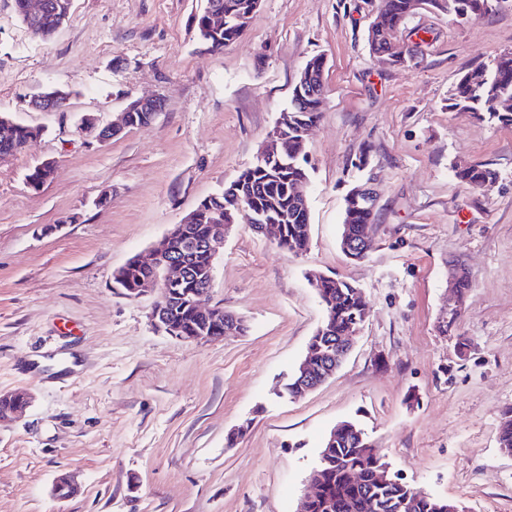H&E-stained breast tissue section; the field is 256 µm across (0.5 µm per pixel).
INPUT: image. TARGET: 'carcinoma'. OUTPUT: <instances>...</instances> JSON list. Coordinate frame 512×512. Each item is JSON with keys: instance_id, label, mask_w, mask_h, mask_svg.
<instances>
[{"instance_id": "obj_1", "label": "carcinoma", "mask_w": 512, "mask_h": 512, "mask_svg": "<svg viewBox=\"0 0 512 512\" xmlns=\"http://www.w3.org/2000/svg\"><path fill=\"white\" fill-rule=\"evenodd\" d=\"M224 10V27L210 28L206 18L194 17L197 39L202 44L224 47L240 38L235 18L249 12L253 0H217ZM448 12L460 20H474L489 14L487 0H381V7L368 30V43L375 58L380 61L395 57L392 46L385 41L380 27H396L418 10V3ZM72 0H49V6L37 21L41 32H56L70 17ZM323 57L314 56L303 67L304 77L299 79L301 90H292L288 113V144L280 150L288 152V160L277 157L263 166L252 165L235 180L224 186L217 197H207L201 202L199 217L190 227L193 239L206 236L210 216L216 210L238 214L260 212L268 224L282 228L276 241L279 248L299 255L308 250L310 224L308 205L293 195L294 186L307 180L304 167L306 159L301 157L302 130L315 123L323 105L322 95ZM448 108L469 112L474 118L491 125L512 126V52H504L492 60L480 72L465 74L459 81L456 92L450 98ZM40 137V131L25 125H0V154H15L31 147ZM456 178L472 187H483L497 178L495 170L484 165H469L455 170ZM370 203L352 195L346 196L345 220L354 235L368 233L372 223ZM152 275L149 270L130 268L117 270L114 282L125 295H135L139 281ZM210 282V263L203 252H198L190 262L183 281L168 289V302L179 329L192 336L201 323L209 322V330L217 336L224 333L221 318L204 319L191 307L185 298ZM319 298L332 320L335 338L344 335L347 326L363 323L366 311L357 302L359 290L348 281L331 278L316 285ZM386 465L366 439L363 429L347 422L343 434L336 439L331 456L319 459L317 470L322 482V494L309 503L306 512H369L364 504L369 498H377L386 504L381 512H444L452 507L465 512V506L417 490L406 483L381 486L378 484L379 467ZM359 472L357 483H350L345 467Z\"/></svg>"}]
</instances>
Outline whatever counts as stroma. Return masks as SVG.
<instances>
[{
    "mask_svg": "<svg viewBox=\"0 0 512 512\" xmlns=\"http://www.w3.org/2000/svg\"><path fill=\"white\" fill-rule=\"evenodd\" d=\"M204 0H72L56 36H32L0 0V114L34 126L0 160V393L28 407L0 423V512H297L325 437L356 422L405 482L512 512V127L449 110L465 72L512 51V0L456 20L422 6L399 37L413 58L381 65L367 30L379 0H260L222 51L199 44ZM325 59L306 144L310 243L295 256L240 213L205 304L244 333L183 341L155 330L153 300L113 273L250 167L305 62ZM47 87L63 112H36ZM160 99L144 128L101 144L84 115L115 120ZM49 161L40 187L27 176ZM497 179L461 183L457 167ZM376 192L365 259L340 249L345 195ZM110 194L99 204L101 194ZM470 287L450 327L449 266ZM355 285L367 317L317 389L284 386L324 319L310 273ZM69 474L76 491L55 495ZM68 105V95L62 91L42 92L30 99V108L40 112H63ZM456 178L472 187H483L493 183L497 178L495 170L484 165H469L455 170Z\"/></svg>",
    "mask_w": 512,
    "mask_h": 512,
    "instance_id": "35a3bbf8",
    "label": "stroma"
}]
</instances>
